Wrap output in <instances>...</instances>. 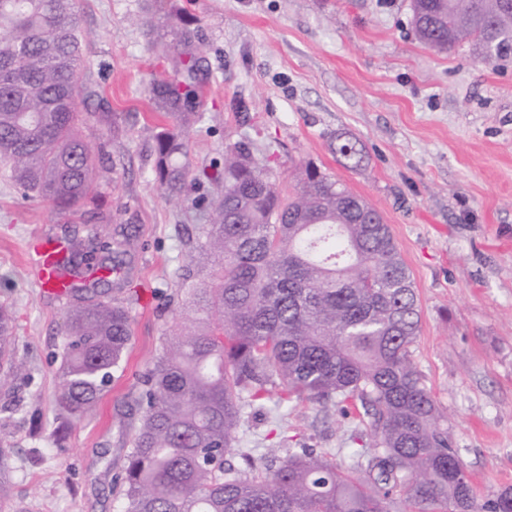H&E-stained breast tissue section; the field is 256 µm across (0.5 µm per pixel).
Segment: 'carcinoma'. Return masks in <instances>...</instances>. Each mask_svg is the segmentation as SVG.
<instances>
[{
  "mask_svg": "<svg viewBox=\"0 0 512 512\" xmlns=\"http://www.w3.org/2000/svg\"><path fill=\"white\" fill-rule=\"evenodd\" d=\"M418 38L446 53L470 43L486 60L512 53V0H412ZM168 45L173 75L147 85L165 119L155 136L162 192L191 200L199 224L189 261L174 273L191 315L169 328L141 374L120 512H512V491L479 503L448 428L411 360L420 310L411 272L381 213L315 167L284 201L249 140L213 162L214 193L191 196L189 132L203 119L209 76L188 49L182 19ZM85 61L74 0H0V163L25 198L49 202L76 224L85 214L104 146L82 134L90 117L120 131L112 112L80 111ZM348 168L364 161L359 141L336 138ZM96 236L68 243L60 262L75 279L91 265ZM130 236L106 244L109 280L125 268ZM73 307L63 324L57 396L65 420L95 408L133 338V317L106 291ZM16 323L0 303V377L18 366ZM306 400L351 423L340 459L312 448L283 454L239 449L245 416ZM11 472L0 441V486Z\"/></svg>",
  "mask_w": 512,
  "mask_h": 512,
  "instance_id": "cac0c4a2",
  "label": "carcinoma"
}]
</instances>
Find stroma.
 <instances>
[{
	"mask_svg": "<svg viewBox=\"0 0 512 512\" xmlns=\"http://www.w3.org/2000/svg\"><path fill=\"white\" fill-rule=\"evenodd\" d=\"M149 0H76L90 112H116L123 132L85 128L111 156L84 224L23 198L0 167V302L17 323L21 371L0 386V440L14 475L0 512H117L126 426L138 378L185 307L173 271L187 261L195 221L154 180L158 118L145 93L172 72L149 46ZM206 58L203 122L191 134L194 173L239 140L269 144L268 172L291 196L306 164L378 209L411 270L421 308L412 359L466 464L478 499L512 488V54L488 61L469 45L438 54L411 23V0H168ZM356 138L360 167L340 164L338 135ZM125 166L112 182V161ZM132 234L131 288H112L133 316V341L98 407L56 441L61 329L71 301L37 287L27 237ZM282 428L317 451L339 452L346 423L308 402L282 421L247 419L244 448H274Z\"/></svg>",
	"mask_w": 512,
	"mask_h": 512,
	"instance_id": "obj_1",
	"label": "stroma"
}]
</instances>
